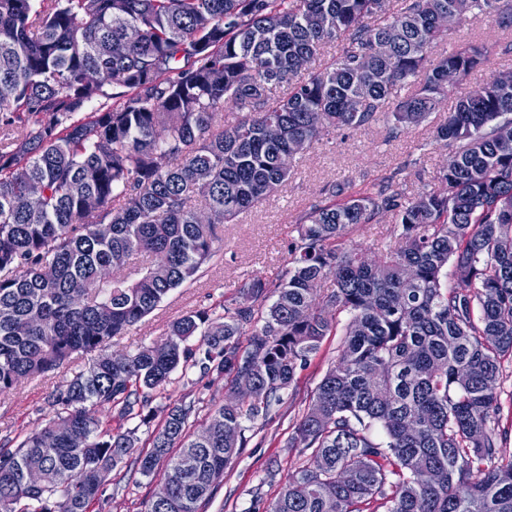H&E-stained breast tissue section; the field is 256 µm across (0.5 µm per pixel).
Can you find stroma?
<instances>
[{
	"mask_svg": "<svg viewBox=\"0 0 512 512\" xmlns=\"http://www.w3.org/2000/svg\"><path fill=\"white\" fill-rule=\"evenodd\" d=\"M462 42L505 46L512 43V30L498 28L484 15L469 16L440 52L447 53ZM512 72V54L497 56L492 65L465 77L450 90L437 109L422 124L394 131L392 118L357 129L325 135L291 165L287 182L264 201L239 215L235 223L218 225L221 251L218 259L205 265L195 282L172 291L144 321L113 337L106 350L132 353L162 343L169 323L193 310L223 313L240 295L241 287L253 278L276 284L288 268V244L297 236L296 225L311 208L329 203L325 189L342 183L353 194L372 191L385 178L395 189L415 197L429 190L453 155V142L435 138L437 126L453 109L458 97L483 87L492 76ZM370 259L394 248L396 237L390 218L355 228L349 236ZM338 326L324 337L318 353L298 368L296 379L279 402L269 409L264 425L247 430V444L227 467L214 495L202 512H265L287 476L301 465L312 464L311 451L289 447L288 440L305 405L308 404L328 365L335 361L344 341L346 314L336 317ZM94 354H82L45 377L21 381L0 393V444L13 448L23 437L40 428L51 417L49 392L63 379L88 369ZM231 392L223 378L201 377L199 370L175 372L170 383L158 392L155 405L195 404L192 429L200 431L209 414L224 404ZM165 479L164 469L150 475L140 473L133 461L113 470L105 486L104 499L95 512H144Z\"/></svg>",
	"mask_w": 512,
	"mask_h": 512,
	"instance_id": "stroma-1",
	"label": "stroma"
}]
</instances>
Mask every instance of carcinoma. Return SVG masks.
I'll return each mask as SVG.
<instances>
[{"label": "carcinoma", "instance_id": "1", "mask_svg": "<svg viewBox=\"0 0 512 512\" xmlns=\"http://www.w3.org/2000/svg\"><path fill=\"white\" fill-rule=\"evenodd\" d=\"M470 14L512 29V0H0V86L12 92L0 99V391L98 352L52 391L53 418L0 448V512H93L136 452L135 430L104 427L105 411L162 414L135 463L144 475L165 463L172 492L145 512H200L213 474L246 446L245 422L280 401L337 312L343 348L291 437L315 465L267 512H512V459L499 456L512 437L499 403L512 359V85L495 78L438 127L456 150L430 191L409 199L389 179L300 219L268 309L254 279L221 316L190 312L164 343L105 352L215 260L216 225L288 181L278 157L295 143L372 124L406 84L394 128L417 125L448 95V71L512 52L470 43L433 56ZM338 39L340 57L301 75L297 60ZM277 87L286 96L271 98ZM227 105L245 116L218 122ZM384 214L398 237L385 257L338 247ZM204 323L198 350L185 346ZM195 367L255 382L196 434L195 406L151 408L174 371Z\"/></svg>", "mask_w": 512, "mask_h": 512}]
</instances>
